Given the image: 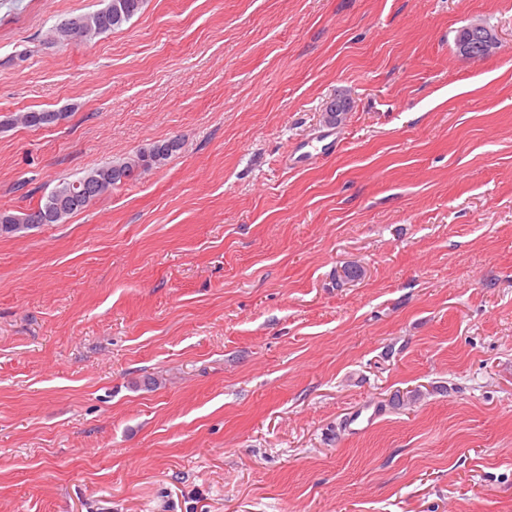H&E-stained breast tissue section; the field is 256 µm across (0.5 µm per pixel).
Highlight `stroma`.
Returning a JSON list of instances; mask_svg holds the SVG:
<instances>
[{
    "mask_svg": "<svg viewBox=\"0 0 512 512\" xmlns=\"http://www.w3.org/2000/svg\"><path fill=\"white\" fill-rule=\"evenodd\" d=\"M99 6L0 0V212L182 147L0 235V512H512V0ZM104 6L93 12L84 13L63 20L49 28L47 38L55 43L69 45L67 25L72 20L83 23L85 36L81 43L98 36L121 29L141 12L146 0H103ZM80 43V44H81ZM458 54L465 59L489 57L502 50L498 34L479 22H472L461 29L457 41ZM179 149L180 142L178 139L154 142L148 147H142L122 160L114 162V164H125L128 169H138L139 171L133 177L135 178L137 175L140 176L153 168L164 165L170 156ZM112 164L113 163H109V164H105V165H102L99 167L92 168V169L88 170L84 175L77 178L76 180L63 181L62 183L58 184L55 187V189L48 196H50L54 191H60L63 194L68 195L71 187L73 188V190L76 193H79L78 192L79 190H77V188H75V186H74L76 182H79V183H81V189L84 186L83 194L87 193V192L89 193V196L86 195V200L88 199V197H90V200L85 202L84 204H80L76 207L70 208L69 210L65 211V213L63 214L61 219L56 221V223H54V221H52L49 218V214L47 213V208H48V200H47L48 196H47L45 199L41 198L38 201L36 206L29 208L25 212H19L18 214L8 213V212L0 213V232L5 233V234H13L18 231L25 230V229L39 227L40 224H31L30 228L25 227V225H24V224H27L26 218L28 217L29 221H30V218L34 215V212L37 213V215L45 217V219L41 222L42 224L66 223V221L72 215L85 209L90 204H92L96 200L102 198L103 196L108 195L109 193L112 192V188L117 186L116 184H112V178L109 174V171L112 169ZM89 175H97L99 177V179H97L93 185H89L93 191L89 190V188L84 185V180ZM27 212H29V214H27ZM17 224H20L22 227H20V228L9 227V226H16Z\"/></svg>",
    "mask_w": 512,
    "mask_h": 512,
    "instance_id": "1",
    "label": "stroma"
}]
</instances>
